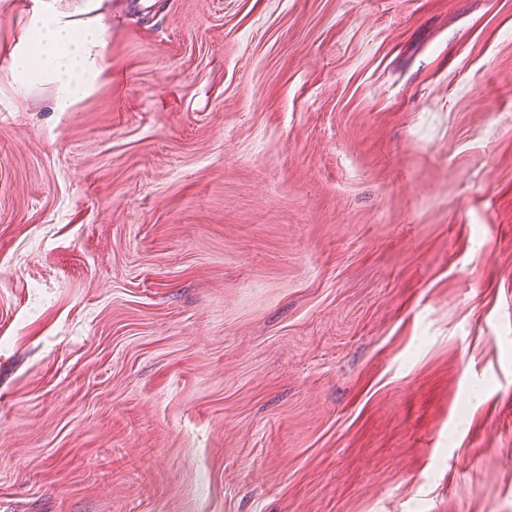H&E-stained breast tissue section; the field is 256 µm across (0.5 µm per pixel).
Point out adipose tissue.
Wrapping results in <instances>:
<instances>
[{
  "label": "adipose tissue",
  "mask_w": 512,
  "mask_h": 512,
  "mask_svg": "<svg viewBox=\"0 0 512 512\" xmlns=\"http://www.w3.org/2000/svg\"><path fill=\"white\" fill-rule=\"evenodd\" d=\"M58 2L37 0L8 56L7 76L18 90L43 79L53 82L56 111L69 112L112 67L109 29L102 17H72Z\"/></svg>",
  "instance_id": "1"
}]
</instances>
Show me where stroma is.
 <instances>
[{
    "mask_svg": "<svg viewBox=\"0 0 512 512\" xmlns=\"http://www.w3.org/2000/svg\"><path fill=\"white\" fill-rule=\"evenodd\" d=\"M101 10L0 68V512H512V0ZM8 56L7 76L17 90L40 80L56 89L55 110L72 111L79 97L112 68L108 55L109 28L101 16L72 17L95 9L88 0L85 9L65 13L59 0H36Z\"/></svg>",
    "mask_w": 512,
    "mask_h": 512,
    "instance_id": "35a3bbf8",
    "label": "stroma"
}]
</instances>
